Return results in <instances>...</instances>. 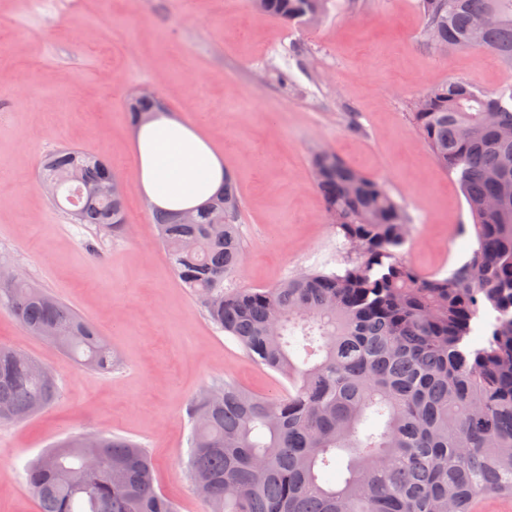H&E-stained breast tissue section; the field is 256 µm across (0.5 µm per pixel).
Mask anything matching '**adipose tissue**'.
<instances>
[{
	"mask_svg": "<svg viewBox=\"0 0 512 512\" xmlns=\"http://www.w3.org/2000/svg\"><path fill=\"white\" fill-rule=\"evenodd\" d=\"M137 186L163 209L205 202L224 181V157L200 128L165 116L136 132Z\"/></svg>",
	"mask_w": 512,
	"mask_h": 512,
	"instance_id": "adipose-tissue-1",
	"label": "adipose tissue"
}]
</instances>
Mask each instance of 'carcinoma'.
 I'll list each match as a JSON object with an SVG mask.
<instances>
[{
	"mask_svg": "<svg viewBox=\"0 0 512 512\" xmlns=\"http://www.w3.org/2000/svg\"><path fill=\"white\" fill-rule=\"evenodd\" d=\"M285 25H316L329 0H248ZM435 49L475 48L512 69V0H418ZM133 124L163 115L127 99ZM412 123L467 204L474 245L446 275L423 274L401 248L405 203L336 153L312 170L340 268L304 270L268 288L236 285L244 264L232 173L203 208H152L180 282L216 329L288 386L252 393L233 381L190 403L187 474L207 512H475L512 499V84L486 91L435 83ZM39 178L65 194L76 224L127 233L126 193L103 158L74 148L43 158ZM0 307L81 366L109 372L116 351L93 323L22 275L0 282ZM56 379L0 346V423L23 421L57 396ZM98 464L88 468L87 454ZM344 465L341 483L322 473ZM41 512H177L154 485L146 449L111 435L45 450L25 468Z\"/></svg>",
	"mask_w": 512,
	"mask_h": 512,
	"instance_id": "1",
	"label": "carcinoma"
}]
</instances>
